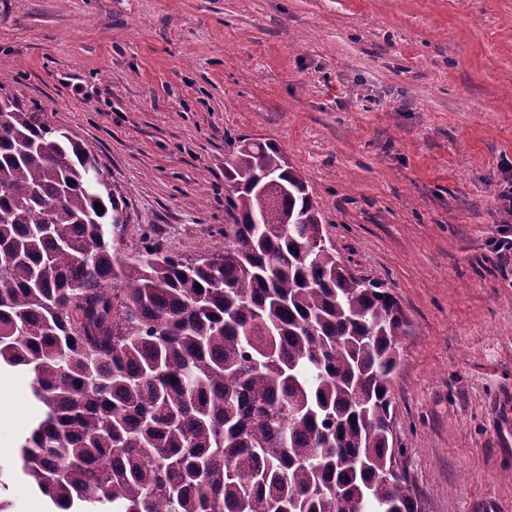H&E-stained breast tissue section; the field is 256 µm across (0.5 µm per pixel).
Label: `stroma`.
I'll return each mask as SVG.
<instances>
[{
  "label": "stroma",
  "instance_id": "obj_1",
  "mask_svg": "<svg viewBox=\"0 0 512 512\" xmlns=\"http://www.w3.org/2000/svg\"><path fill=\"white\" fill-rule=\"evenodd\" d=\"M0 91L189 261L230 141L275 143L404 310L392 429L422 512H512V0H0Z\"/></svg>",
  "mask_w": 512,
  "mask_h": 512
}]
</instances>
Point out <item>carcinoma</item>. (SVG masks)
Segmentation results:
<instances>
[{
  "label": "carcinoma",
  "mask_w": 512,
  "mask_h": 512,
  "mask_svg": "<svg viewBox=\"0 0 512 512\" xmlns=\"http://www.w3.org/2000/svg\"><path fill=\"white\" fill-rule=\"evenodd\" d=\"M95 170L0 95V368L37 408L0 490L17 469L64 512H421L389 427L403 312L312 237L282 150L233 148L225 242L193 263L145 232L113 248L123 206Z\"/></svg>",
  "instance_id": "1"
}]
</instances>
